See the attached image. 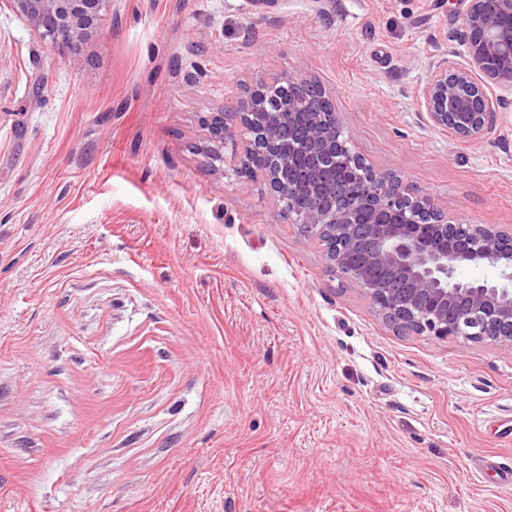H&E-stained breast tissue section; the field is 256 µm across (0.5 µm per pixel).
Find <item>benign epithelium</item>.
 Instances as JSON below:
<instances>
[{
  "label": "benign epithelium",
  "instance_id": "1",
  "mask_svg": "<svg viewBox=\"0 0 512 512\" xmlns=\"http://www.w3.org/2000/svg\"><path fill=\"white\" fill-rule=\"evenodd\" d=\"M67 60L98 32L109 0H7ZM457 52L431 60L416 100L428 123L458 143L500 131L512 105V0H457ZM301 74L263 78L211 112L210 159L261 176L272 207L318 236L329 267L393 330L489 342L512 352V228L458 224L448 207L358 154L330 106ZM483 267L490 275L463 280Z\"/></svg>",
  "mask_w": 512,
  "mask_h": 512
}]
</instances>
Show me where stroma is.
I'll list each match as a JSON object with an SVG mask.
<instances>
[{"label": "stroma", "mask_w": 512, "mask_h": 512, "mask_svg": "<svg viewBox=\"0 0 512 512\" xmlns=\"http://www.w3.org/2000/svg\"><path fill=\"white\" fill-rule=\"evenodd\" d=\"M110 0L75 63L0 5V512H512V353L392 330L206 152L259 76L463 224L512 226L414 91L456 0Z\"/></svg>", "instance_id": "35a3bbf8"}]
</instances>
